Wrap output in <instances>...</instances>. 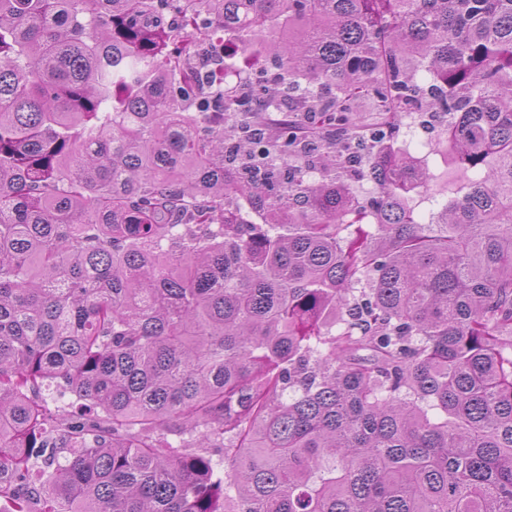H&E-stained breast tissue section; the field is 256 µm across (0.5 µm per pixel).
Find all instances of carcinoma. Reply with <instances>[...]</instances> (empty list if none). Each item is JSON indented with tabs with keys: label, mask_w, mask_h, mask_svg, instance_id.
Segmentation results:
<instances>
[{
	"label": "carcinoma",
	"mask_w": 512,
	"mask_h": 512,
	"mask_svg": "<svg viewBox=\"0 0 512 512\" xmlns=\"http://www.w3.org/2000/svg\"><path fill=\"white\" fill-rule=\"evenodd\" d=\"M1 499L512 512V0H0ZM254 72V68L246 65L240 66L237 64L228 63L227 67H221L215 69L210 75L211 81H222L229 87H234L240 83H243L248 79ZM432 139L437 146L438 155H431L430 156V169L432 172H434L438 176H442V179L436 180L435 183H433L430 186V190L427 192L421 193L420 196H416L415 203H416V211L420 218H423L428 215L429 210L431 209L432 205L430 200L428 198L434 194H438L443 187H444V179L446 176V173L450 171V167H448V155L443 151L442 145H439L440 136L438 133L434 130H420L417 129L413 135L408 133V127H405L402 129L401 136L399 138L400 143L403 140H407V144L409 146V149L416 153L417 156L421 157L423 156V153L420 151V142L424 139Z\"/></svg>",
	"instance_id": "1"
}]
</instances>
